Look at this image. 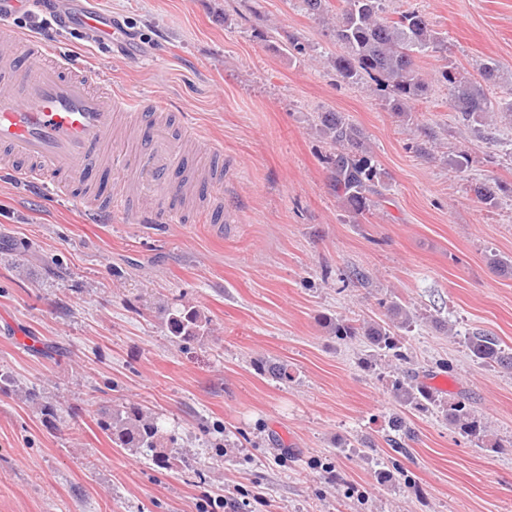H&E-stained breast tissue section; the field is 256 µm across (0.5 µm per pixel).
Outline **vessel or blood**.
<instances>
[{
  "instance_id": "obj_1",
  "label": "vessel or blood",
  "mask_w": 512,
  "mask_h": 512,
  "mask_svg": "<svg viewBox=\"0 0 512 512\" xmlns=\"http://www.w3.org/2000/svg\"><path fill=\"white\" fill-rule=\"evenodd\" d=\"M80 21L85 32L109 40L112 28L98 13L85 12ZM97 81V71L72 63L50 41L20 33L0 19V172L33 188L46 185L54 173L57 190L69 192L77 183L93 196L100 171L131 170V189L108 197L107 211L150 224L181 223L176 201L183 194L215 197V183L189 182L172 191V205L152 206L155 189L183 169L192 128L185 124L171 133L154 113L132 111L127 95L102 96ZM124 122L135 145L130 154L112 147V133Z\"/></svg>"
}]
</instances>
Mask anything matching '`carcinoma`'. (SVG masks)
Listing matches in <instances>:
<instances>
[{"label":"carcinoma","mask_w":512,"mask_h":512,"mask_svg":"<svg viewBox=\"0 0 512 512\" xmlns=\"http://www.w3.org/2000/svg\"><path fill=\"white\" fill-rule=\"evenodd\" d=\"M341 13L336 16V43L342 51L329 59L336 72L351 83L369 77L389 90L392 109L408 111L409 103L421 98L429 82L417 60L428 53L448 50L445 40L430 28L425 15L417 10L402 11L395 19L382 16V0H341ZM305 13L315 19L327 14L330 0H301ZM441 76L448 83L451 104L465 121L489 112H512V101L500 102L478 83L457 77L444 70ZM319 131L332 149L329 156V186L345 209L359 216L375 206L372 194L379 172L365 146V137L357 124L341 112L327 110L318 113ZM391 323L380 324L343 317H325L323 325L340 341L363 338L378 355L400 363L408 362L398 331L409 330L413 324L406 307L393 301L388 307ZM171 334L179 343L199 340L208 329V320L193 306L171 313L167 320ZM467 347L474 360L512 370V352L501 348L496 338L476 332L467 338ZM258 370L286 382L292 379L288 364L280 360H261ZM391 392L401 403L418 411L428 410L437 402L434 392L419 381V373L409 368L391 380ZM448 423L463 435L480 440L485 427L469 401L461 397L443 406ZM112 444L119 448L143 449L152 453L159 468L171 469L179 460L167 443L174 442L164 434L156 418L136 404L121 405L100 419ZM394 435L387 442L394 448L414 438L415 431L400 415L389 421Z\"/></svg>","instance_id":"obj_1"}]
</instances>
